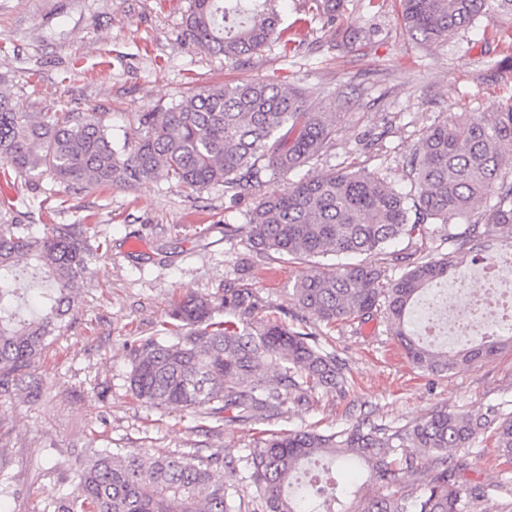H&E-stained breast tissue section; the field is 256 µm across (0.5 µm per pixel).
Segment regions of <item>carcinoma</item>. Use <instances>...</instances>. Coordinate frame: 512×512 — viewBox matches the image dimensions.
Masks as SVG:
<instances>
[{
  "label": "carcinoma",
  "mask_w": 512,
  "mask_h": 512,
  "mask_svg": "<svg viewBox=\"0 0 512 512\" xmlns=\"http://www.w3.org/2000/svg\"><path fill=\"white\" fill-rule=\"evenodd\" d=\"M336 21L343 0H316ZM400 16L420 40H448L488 14L491 0H399ZM185 38L232 64L270 42L283 50L298 30L281 26L276 0H191ZM123 138L97 113L27 112L0 78V175L45 173L67 186H135L165 169L178 186L222 184L232 197L319 156L336 135V113L313 111L309 94L265 80L197 87L155 112L135 114ZM512 97L500 112H459L421 134L406 160L414 189L398 190L380 172H315L260 197L248 211L245 243L261 260L357 257L321 264L292 288L296 306L318 322L362 324L381 314L418 370L442 376L490 362L512 336H483L448 351L415 325L420 296L473 252L488 226L512 247ZM0 198V399L40 397L31 369L61 338L73 316L91 260L87 224L37 231ZM464 215L474 223L439 235L446 252L422 246L389 250L392 241ZM398 273V277L391 273ZM162 336L130 343L131 395L148 408L197 412L215 422L272 419L288 400L313 402L318 390L346 393L336 356L315 337L263 314L251 284L224 282L212 295L179 296ZM512 464V412H450L441 407L402 427L364 422L350 429L279 432L254 439L245 467L254 490L233 499L230 462L218 454L175 455L119 448L86 449L70 493L54 512H347L336 469L367 468L387 493L363 497L355 512H479L493 488L455 480L458 453L481 434ZM433 463L417 495L401 490L420 461Z\"/></svg>",
  "instance_id": "cac0c4a2"
}]
</instances>
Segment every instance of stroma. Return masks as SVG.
<instances>
[{"label":"stroma","instance_id":"1","mask_svg":"<svg viewBox=\"0 0 512 512\" xmlns=\"http://www.w3.org/2000/svg\"><path fill=\"white\" fill-rule=\"evenodd\" d=\"M190 0H0V77L30 112H97L113 133L132 117L177 103L184 92L244 79L315 92L317 111L337 113L336 137L319 158L282 177L264 173L255 194L229 202L224 188L177 186L165 171L145 185L66 187L41 175L6 185L20 197L24 223L92 224L107 250L95 253L74 319L38 364V403L24 395L0 401V471L14 492L0 512H53L71 489L70 476L87 445L218 452L232 460L226 481L248 488L242 457L262 430L334 431L370 420L402 426L435 407L483 412L512 404V351L446 376L411 365L381 318L328 326L301 320L292 296L310 262L279 255L257 261L245 244V214L258 195L279 191L317 171L368 163L402 191L405 161L421 133L453 112H497L512 96V15L481 18L464 34L430 46L404 27L398 0H344L324 24L316 0H280L284 24H298L300 48L265 47L246 65L206 54L183 35ZM361 39L343 55V33ZM389 127L378 149L360 138ZM235 235H226V227ZM243 278L266 314L317 336L347 380L340 396L319 394L310 407L286 403L274 420L204 430L198 415L149 409L130 394L127 342L158 334L178 295L215 293ZM458 481L491 484L482 512H512V465L501 463L488 435L468 450Z\"/></svg>","mask_w":512,"mask_h":512}]
</instances>
